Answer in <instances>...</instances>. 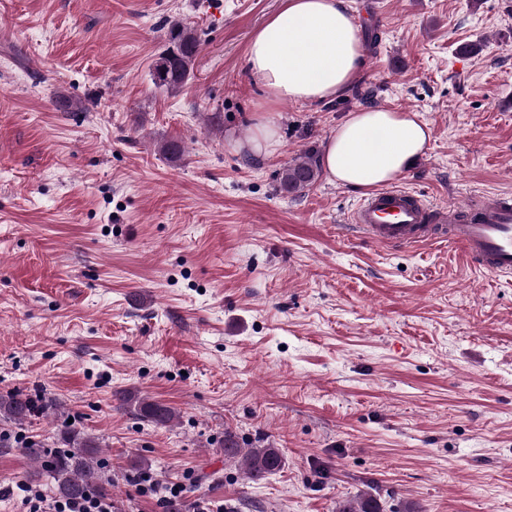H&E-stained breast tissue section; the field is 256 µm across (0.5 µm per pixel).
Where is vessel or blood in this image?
<instances>
[{
	"label": "vessel or blood",
	"mask_w": 512,
	"mask_h": 512,
	"mask_svg": "<svg viewBox=\"0 0 512 512\" xmlns=\"http://www.w3.org/2000/svg\"><path fill=\"white\" fill-rule=\"evenodd\" d=\"M347 221L368 243L402 247L422 242L459 245L471 270L512 275V193L484 194L464 207L432 206L418 192L400 186L357 200Z\"/></svg>",
	"instance_id": "obj_1"
}]
</instances>
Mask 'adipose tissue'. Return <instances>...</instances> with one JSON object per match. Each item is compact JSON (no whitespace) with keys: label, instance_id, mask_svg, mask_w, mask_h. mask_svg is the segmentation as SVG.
<instances>
[{"label":"adipose tissue","instance_id":"adipose-tissue-1","mask_svg":"<svg viewBox=\"0 0 512 512\" xmlns=\"http://www.w3.org/2000/svg\"><path fill=\"white\" fill-rule=\"evenodd\" d=\"M359 29L346 0H284L252 36L248 66L276 102H322L347 92L361 67ZM431 130L418 113L366 107L348 114L328 139V179L375 190L423 154Z\"/></svg>","mask_w":512,"mask_h":512}]
</instances>
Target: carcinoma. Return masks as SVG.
<instances>
[{
  "instance_id": "cac0c4a2",
  "label": "carcinoma",
  "mask_w": 512,
  "mask_h": 512,
  "mask_svg": "<svg viewBox=\"0 0 512 512\" xmlns=\"http://www.w3.org/2000/svg\"><path fill=\"white\" fill-rule=\"evenodd\" d=\"M200 43L195 32L180 21L171 22L165 32L164 49L151 68L156 88L166 92L181 90L191 78ZM320 175L317 156L311 151L286 162L278 173L277 188L282 193L298 195L313 187ZM119 406L132 409L144 420L166 426L176 418L175 411L131 389L116 393ZM56 411V405L37 395L15 390L0 396V422L25 426L32 420ZM59 450L52 453L35 442H27L23 451L36 464L29 478L45 475L51 479V491L61 500L74 499L89 491L110 496L112 483L104 474L100 439L77 429H67L58 438ZM224 459L238 463L243 475L261 480L278 472L284 465L283 454L270 445L248 449L239 447L235 436L224 433ZM337 512H382L380 501L369 494L343 502Z\"/></svg>"
}]
</instances>
